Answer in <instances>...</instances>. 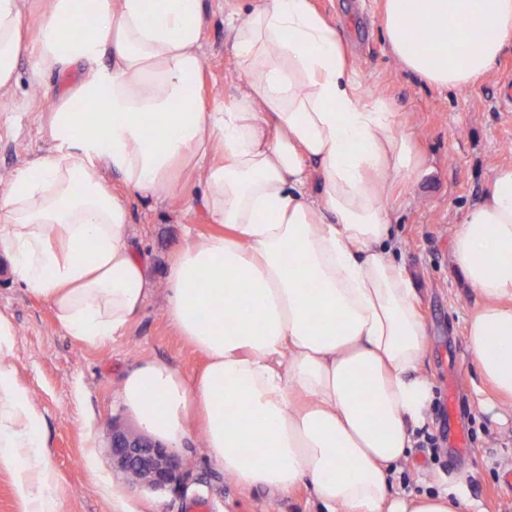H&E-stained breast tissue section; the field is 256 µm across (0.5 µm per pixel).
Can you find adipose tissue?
<instances>
[{"instance_id": "adipose-tissue-1", "label": "adipose tissue", "mask_w": 512, "mask_h": 512, "mask_svg": "<svg viewBox=\"0 0 512 512\" xmlns=\"http://www.w3.org/2000/svg\"><path fill=\"white\" fill-rule=\"evenodd\" d=\"M0 0V90L21 55L39 74L82 69L41 112L51 146L0 196V255L69 335H124L152 291L129 236L128 200L174 197L196 177L218 232L187 230L165 275L164 313L205 357L185 376L147 358L124 376L123 410L172 449L193 431L225 476L317 512H474L464 494L396 489L433 386L412 274L394 256L389 191L425 161L310 0L229 11L239 75L222 106L203 94L202 0H47L37 30ZM96 23L77 36L83 19ZM400 68L465 90L512 47V0H380ZM431 33L412 46L415 31ZM95 111L77 112L78 101ZM117 173L122 191L105 172ZM452 262L479 301L466 319L481 382L512 400V164L464 214ZM218 289L201 287L203 275ZM0 440L24 449L17 491L48 484L36 411L0 366Z\"/></svg>"}]
</instances>
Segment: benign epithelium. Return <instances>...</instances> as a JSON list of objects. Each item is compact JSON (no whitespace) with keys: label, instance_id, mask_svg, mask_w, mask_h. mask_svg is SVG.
<instances>
[{"label":"benign epithelium","instance_id":"benign-epithelium-1","mask_svg":"<svg viewBox=\"0 0 512 512\" xmlns=\"http://www.w3.org/2000/svg\"><path fill=\"white\" fill-rule=\"evenodd\" d=\"M111 448L114 465L133 484L164 486L177 478L178 457L144 434L115 427Z\"/></svg>","mask_w":512,"mask_h":512}]
</instances>
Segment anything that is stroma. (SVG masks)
Wrapping results in <instances>:
<instances>
[{"label":"stroma","mask_w":512,"mask_h":512,"mask_svg":"<svg viewBox=\"0 0 512 512\" xmlns=\"http://www.w3.org/2000/svg\"><path fill=\"white\" fill-rule=\"evenodd\" d=\"M225 0H203V84L223 102L237 74L224 26ZM335 27L355 58L364 94L387 97L400 112L427 163L419 181L392 189L398 245L395 257L413 274L428 327L424 371L434 386L426 433L438 437L439 453L415 446L396 480L397 488L422 493L463 491L479 512H512V492L502 476L512 468V407L495 420L478 406L479 380L469 353L465 321L477 296L450 263V248L466 208L484 195L493 170L512 164V109L500 98L512 77V50L474 87L444 92L423 85L388 53L379 22L380 0H311ZM68 79L39 77L28 57L17 64V81L0 92V193L6 174L46 150L39 116ZM203 187L191 180L166 202L131 199V240L143 254L153 292L124 335L87 344L60 328L50 306L30 295L0 258V313L15 327L11 348L1 353L26 389L41 420L42 466L51 477L55 512H183L186 502L206 500L210 512H311L310 492L283 496L244 488L225 477L201 439L178 455L183 475L162 488L130 485L112 466L113 422L131 425L118 403L125 372L139 360L172 363L185 374L204 357L178 336L164 314V276L185 243V226L208 233L214 226L201 203ZM465 433L467 452L454 453Z\"/></svg>","instance_id":"1"}]
</instances>
